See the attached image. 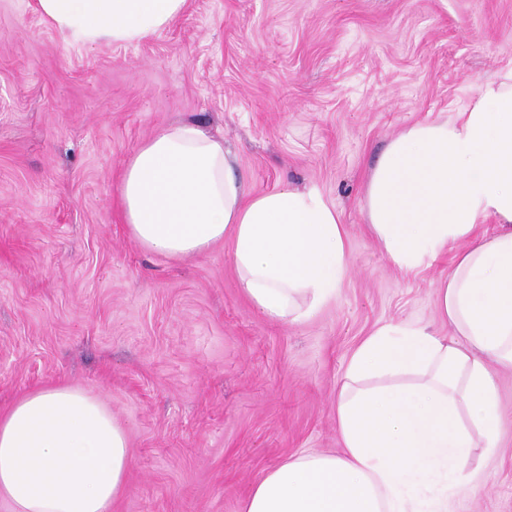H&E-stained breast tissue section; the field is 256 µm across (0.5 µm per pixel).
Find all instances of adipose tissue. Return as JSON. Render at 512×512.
<instances>
[{
	"mask_svg": "<svg viewBox=\"0 0 512 512\" xmlns=\"http://www.w3.org/2000/svg\"><path fill=\"white\" fill-rule=\"evenodd\" d=\"M186 0H35L77 45L132 44L168 27ZM119 203L129 235L170 259L223 240L245 297L297 322L348 276L347 229L317 189L246 192L222 141L165 128L127 161ZM370 231L414 269L470 240L437 286L449 335L386 324L353 353L336 417L343 454H301L266 472L241 512H451L475 482L472 449L500 446L493 364L512 366V71L480 85L455 119L393 138L366 183ZM494 217L498 232L478 231ZM130 465L125 429L105 404L55 386L0 415V499L13 512H112Z\"/></svg>",
	"mask_w": 512,
	"mask_h": 512,
	"instance_id": "ef3b65f1",
	"label": "adipose tissue"
}]
</instances>
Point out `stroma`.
<instances>
[{
    "instance_id": "35a3bbf8",
    "label": "stroma",
    "mask_w": 512,
    "mask_h": 512,
    "mask_svg": "<svg viewBox=\"0 0 512 512\" xmlns=\"http://www.w3.org/2000/svg\"><path fill=\"white\" fill-rule=\"evenodd\" d=\"M0 0V414L70 386L125 428L112 512H240L269 469L342 454L336 399L380 326L444 336L430 266H394L363 211L376 159L404 128L455 118L512 70V0H187L136 44L73 47ZM223 138L246 189L316 188L348 232L335 300L298 322L243 295L231 242L171 260L128 234L122 170L161 130ZM496 453L452 512H512V367H495Z\"/></svg>"
}]
</instances>
